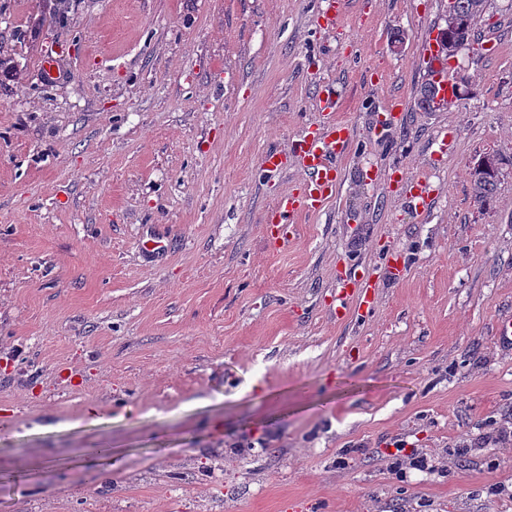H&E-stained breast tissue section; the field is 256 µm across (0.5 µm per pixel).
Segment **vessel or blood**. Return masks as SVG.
Masks as SVG:
<instances>
[{"label": "vessel or blood", "mask_w": 512, "mask_h": 512, "mask_svg": "<svg viewBox=\"0 0 512 512\" xmlns=\"http://www.w3.org/2000/svg\"><path fill=\"white\" fill-rule=\"evenodd\" d=\"M320 105L328 115L327 121L292 145V152L304 173L303 189L299 193L283 196L278 201L268 225L270 239L284 238L300 214L316 210L336 196L338 160L348 150L350 132L335 118L341 101L334 92H327L321 98ZM371 286V279L365 276L346 279L339 284L340 296L342 300L349 301L358 294L367 302L371 299Z\"/></svg>", "instance_id": "obj_1"}]
</instances>
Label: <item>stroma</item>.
Returning <instances> with one entry per match:
<instances>
[{
	"label": "stroma",
	"instance_id": "1",
	"mask_svg": "<svg viewBox=\"0 0 512 512\" xmlns=\"http://www.w3.org/2000/svg\"><path fill=\"white\" fill-rule=\"evenodd\" d=\"M67 6L36 30L49 0H0L24 70L0 80V512H512L485 489L512 485L487 440L512 414V0H488L448 61L469 94L437 111L417 99L448 0H346L332 30L321 0ZM327 84L340 185L271 242ZM353 272L370 311L340 307ZM398 442L447 472L395 479ZM484 159L487 161V169L477 171L476 165L471 172L472 198L474 203L480 207L489 203L494 197L501 174L500 168L502 167V160L495 155H487ZM400 182L408 187L409 198L418 209L425 210L430 204V194L426 189L425 182L419 177H408L400 174ZM336 288H340V296L343 301H351L354 294L359 291L363 299V303L369 304L371 300L370 288H373L372 281L369 277L362 275L358 279L341 281Z\"/></svg>",
	"mask_w": 512,
	"mask_h": 512
}]
</instances>
